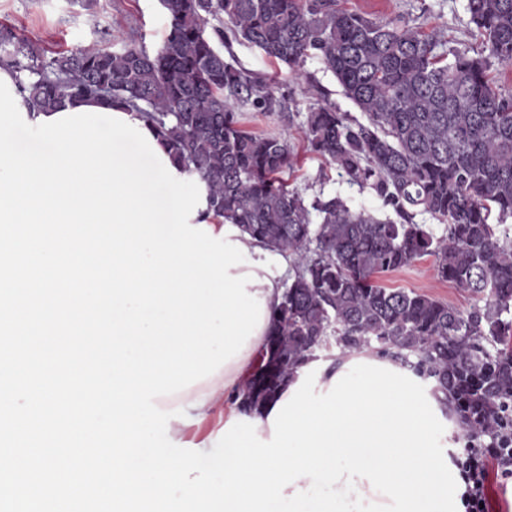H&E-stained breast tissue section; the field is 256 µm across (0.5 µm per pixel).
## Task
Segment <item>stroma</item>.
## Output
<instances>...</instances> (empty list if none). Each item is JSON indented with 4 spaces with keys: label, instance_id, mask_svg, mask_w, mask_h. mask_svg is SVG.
Instances as JSON below:
<instances>
[{
    "label": "stroma",
    "instance_id": "stroma-1",
    "mask_svg": "<svg viewBox=\"0 0 512 512\" xmlns=\"http://www.w3.org/2000/svg\"><path fill=\"white\" fill-rule=\"evenodd\" d=\"M345 8L375 18L405 15L424 29L447 40L450 47L476 50L480 38L469 21L466 0H342ZM12 28L27 40L31 49L47 55L66 53L83 46H109L133 39L147 46L163 40L168 18L160 0H0V27ZM232 53L245 68L287 84L294 100L292 124L276 116L246 112L244 126L258 133L284 136L298 145L294 186L306 195L336 194L353 207L376 210L380 202L368 188H359L340 177L333 166L303 151L302 123L315 92L327 94L340 111L361 119L359 109L347 99L335 77L315 60L307 61L308 82H290L287 69L246 43H233ZM381 283L392 288H410L427 293L462 310L471 309L474 298L452 283L439 279L431 259L382 276Z\"/></svg>",
    "mask_w": 512,
    "mask_h": 512
}]
</instances>
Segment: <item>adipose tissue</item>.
Returning <instances> with one entry per match:
<instances>
[{
    "mask_svg": "<svg viewBox=\"0 0 512 512\" xmlns=\"http://www.w3.org/2000/svg\"><path fill=\"white\" fill-rule=\"evenodd\" d=\"M267 335V330H260L242 354L231 359L213 377L174 395L157 397V407L170 410L180 405L194 419L205 422L218 413L227 418L240 416V397L254 370L256 358L265 347Z\"/></svg>",
    "mask_w": 512,
    "mask_h": 512,
    "instance_id": "adipose-tissue-1",
    "label": "adipose tissue"
}]
</instances>
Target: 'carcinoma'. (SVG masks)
<instances>
[{"label":"carcinoma","instance_id":"1","mask_svg":"<svg viewBox=\"0 0 512 512\" xmlns=\"http://www.w3.org/2000/svg\"><path fill=\"white\" fill-rule=\"evenodd\" d=\"M161 5L170 25L156 49L131 39L44 58L3 29L0 47L13 50L0 55V66L15 73L33 109L81 97L136 111L179 172L203 185L212 220L239 224L292 257L243 410L275 401L314 358L316 339L343 353H395L459 399L469 432L496 429L503 416L489 400L512 397V91L497 79L512 65V0H466L481 36L473 55L403 15L380 20L337 0ZM235 41L297 80L309 59L332 73L365 121L322 93L303 122L305 149L371 189L389 216L290 187L284 175L294 146L241 121L243 112L291 121L288 95L224 56ZM494 212L504 225L490 223ZM418 214L444 222L442 235L415 222ZM424 257L479 304L465 311L378 282Z\"/></svg>","mask_w":512,"mask_h":512}]
</instances>
